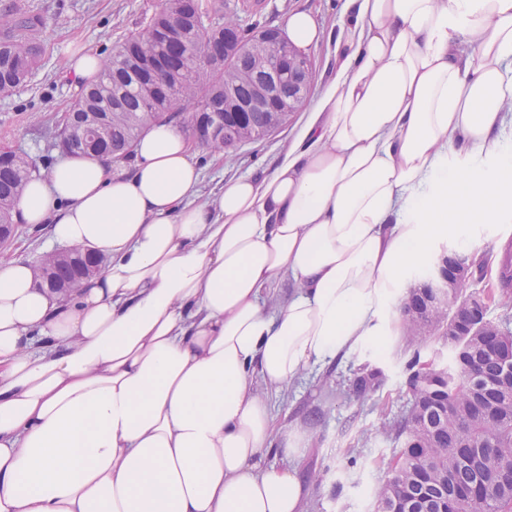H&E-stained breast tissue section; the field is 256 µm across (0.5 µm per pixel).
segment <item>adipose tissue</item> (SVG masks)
Instances as JSON below:
<instances>
[{
	"label": "adipose tissue",
	"instance_id": "obj_1",
	"mask_svg": "<svg viewBox=\"0 0 512 512\" xmlns=\"http://www.w3.org/2000/svg\"><path fill=\"white\" fill-rule=\"evenodd\" d=\"M345 58L273 169L198 202L151 124L132 166L68 156L15 219L109 259L71 296L0 262V512H302L261 387L378 342L405 274L512 203V0H344ZM281 34L324 30L300 10ZM288 292H280L284 281Z\"/></svg>",
	"mask_w": 512,
	"mask_h": 512
}]
</instances>
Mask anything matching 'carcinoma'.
Wrapping results in <instances>:
<instances>
[{"instance_id":"carcinoma-1","label":"carcinoma","mask_w":512,"mask_h":512,"mask_svg":"<svg viewBox=\"0 0 512 512\" xmlns=\"http://www.w3.org/2000/svg\"><path fill=\"white\" fill-rule=\"evenodd\" d=\"M194 0H164L161 12L146 26L127 35L116 51L105 58L100 80L82 88L70 106L74 134L84 129L85 118L103 113L107 121L97 134V155L124 159L145 129L155 122L175 121L194 136L201 134L207 148L224 151L269 136L263 112L251 114L246 123L215 127L212 112L224 111V84H235L239 99L251 96L253 83L264 77L263 63L269 48L255 45L254 56L237 59L224 69V27H231L243 40L254 41L261 31L244 25L235 15L222 13V0H213L214 14L222 25H203L179 40H165L161 29L170 21L190 17ZM42 22L11 10L0 12V97H10L28 79L42 54L33 31ZM159 50L169 70L147 77L132 69L145 52ZM209 50L214 60L207 65L201 53ZM33 161L18 153L0 161V224L13 221V211ZM56 264L54 277L70 284L82 263L79 249ZM498 298L503 307L512 305V240L502 248L497 262ZM407 345L425 347L441 340L448 326V306L441 305L427 318V325L402 316ZM507 323L485 317L474 336H460L467 366L450 365L437 375L444 404H426L428 387L410 376L413 395L410 417L397 438L409 431L434 429L431 446L412 448L401 444L396 472L375 491V512H512V378L499 377L512 362V334L503 335ZM379 372L370 370L356 379L360 395L371 391Z\"/></svg>"}]
</instances>
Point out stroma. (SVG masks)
<instances>
[{
	"label": "stroma",
	"mask_w": 512,
	"mask_h": 512,
	"mask_svg": "<svg viewBox=\"0 0 512 512\" xmlns=\"http://www.w3.org/2000/svg\"><path fill=\"white\" fill-rule=\"evenodd\" d=\"M226 10L243 23L278 26L291 12L314 13L326 31L340 24V0H262L252 13H240V0H225ZM162 0H0V10L41 18L43 54L28 82L14 95L0 98V145L31 156L37 173L62 157L54 132L64 112L79 96L81 85L64 72L66 48L76 41L107 56L133 31L141 30L157 13ZM306 118L298 112L287 128L264 140L226 150L221 161L206 152L196 159L201 171L199 197L213 198L230 180L270 169L292 142ZM462 232L473 241L472 252L498 261L505 242L512 240V221L483 224L466 217ZM49 229L34 231L22 224L7 258L36 265L57 250ZM391 331L377 345H368L306 369L286 391L266 390L269 409L283 427L304 434L298 456L268 454V463L294 466L306 482L303 512H373V493L390 475L399 450L395 430L411 406L406 365L412 356L402 336L399 307L388 314ZM382 373L379 387L356 396L353 382L360 369Z\"/></svg>",
	"instance_id": "obj_1"
}]
</instances>
